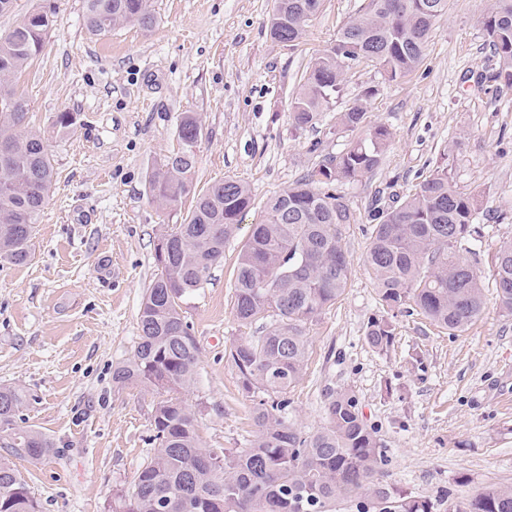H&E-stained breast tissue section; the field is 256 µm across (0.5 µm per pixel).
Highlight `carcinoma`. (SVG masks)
Returning a JSON list of instances; mask_svg holds the SVG:
<instances>
[{
  "label": "carcinoma",
  "instance_id": "obj_1",
  "mask_svg": "<svg viewBox=\"0 0 512 512\" xmlns=\"http://www.w3.org/2000/svg\"><path fill=\"white\" fill-rule=\"evenodd\" d=\"M321 0H273L267 24L279 42H295L317 14ZM449 0H368L365 9L340 28L336 39L312 62L290 103L298 129L316 123L336 101L350 65L378 63L389 81L402 79L421 62L436 22ZM53 10L34 9L0 33V263L22 265L30 258L34 225L55 181L52 155L41 132L23 124L26 102L14 78L38 55L53 23ZM85 22L94 35L125 25L147 32L156 24L152 0H85ZM479 24L512 81V0H493ZM366 109L355 104L339 113L338 124L355 131ZM202 124L185 112L178 124L179 148L147 176L148 195L162 210L191 195L194 204L182 224L154 244L158 273L138 313V341L115 367L121 385L161 394L152 409L153 452L131 488L118 492L113 512H333L352 500L357 512H438L440 504L415 497L385 479L384 454L376 432L364 421L354 396L328 393L325 424L304 433L288 419V391L304 376L307 326L343 294L352 262L344 246L347 226L356 223L335 185L354 182L381 163L390 132L375 125L339 155H328L302 179L265 205L263 219L238 256L232 314L239 326L258 325L225 352L255 404V431L243 448L204 446L196 413L180 397L195 383L199 348L184 304L224 259L252 197L248 184L227 178L194 193ZM477 194L464 193L448 168L427 176L415 193L396 206L370 214V242L363 265L370 272L385 315L368 322L364 339L384 353L395 337L388 314L411 307L454 335L480 316L484 273L465 254L474 253ZM490 277L500 308L512 314V241L503 243ZM26 402L15 386H0V512H37L21 472L10 456L38 460L54 444L44 434L14 427ZM457 512H512V486L476 491Z\"/></svg>",
  "mask_w": 512,
  "mask_h": 512
}]
</instances>
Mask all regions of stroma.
<instances>
[{
  "instance_id": "stroma-1",
  "label": "stroma",
  "mask_w": 512,
  "mask_h": 512,
  "mask_svg": "<svg viewBox=\"0 0 512 512\" xmlns=\"http://www.w3.org/2000/svg\"><path fill=\"white\" fill-rule=\"evenodd\" d=\"M56 14L41 54L16 81L30 127L45 131L57 176L22 266L0 265V384L27 395L17 428L56 445L14 463L38 512H112L151 453L155 392L120 386L112 370L131 355L142 295L157 267L154 243L188 209L159 210L148 170L179 146L182 113L202 119L196 191L228 177L247 182L253 204L211 281L186 305L199 347L197 380L183 392L204 446L240 448L254 430L251 398L225 349L248 328L232 309L237 256L268 198L344 151L353 134L336 125L354 101L391 140L377 170L339 185L356 216L345 248L353 272L342 296L308 331V362L288 394V418L324 424L328 390L349 391L383 449L384 478L416 497L455 507L485 486H512V315L493 286L478 319L452 336L423 315L401 313L388 352L364 342L382 315L362 264L376 203L415 192L439 167L478 195L475 244L482 269L512 239V82L478 23L491 0H450L420 65L385 80L355 63L341 97L315 125L298 129L290 101L309 64L367 0H322L296 42L274 41L273 0H153L151 31L89 33L83 0H47ZM76 122L59 131L58 113Z\"/></svg>"
}]
</instances>
